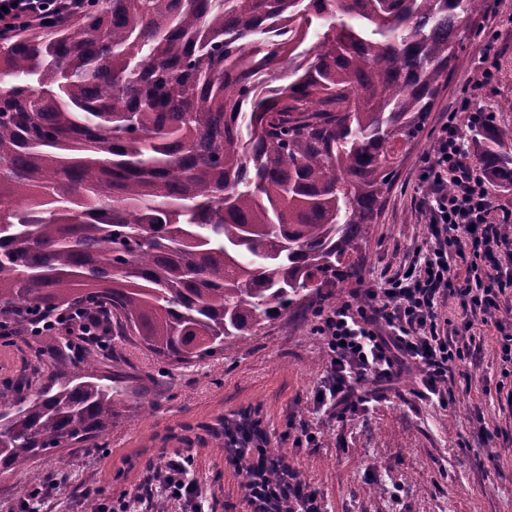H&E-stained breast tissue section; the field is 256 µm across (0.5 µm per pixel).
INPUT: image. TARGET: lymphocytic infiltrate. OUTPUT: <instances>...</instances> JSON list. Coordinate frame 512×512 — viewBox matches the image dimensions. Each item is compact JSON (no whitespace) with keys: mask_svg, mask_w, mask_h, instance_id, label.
Returning <instances> with one entry per match:
<instances>
[{"mask_svg":"<svg viewBox=\"0 0 512 512\" xmlns=\"http://www.w3.org/2000/svg\"><path fill=\"white\" fill-rule=\"evenodd\" d=\"M84 0H0V32L46 20L63 22ZM499 61L484 49L471 80V93L451 109L436 129L434 147L419 180L421 207L428 223L425 245L417 249L410 272L388 278L380 288L352 289L347 300L319 309L315 330L323 336L326 374L315 395L341 421L364 415L371 404L396 390L403 373L418 372L416 396L449 405L448 380L471 356L470 342L480 327L501 329L500 390L512 407V207L495 204L484 172L462 128L480 109ZM455 302L456 318H443L438 304ZM170 499L198 500L195 483L181 475L180 456L148 462Z\"/></svg>","mask_w":512,"mask_h":512,"instance_id":"lymphocytic-infiltrate-1","label":"lymphocytic infiltrate"}]
</instances>
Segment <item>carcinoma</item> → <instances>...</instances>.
I'll use <instances>...</instances> for the list:
<instances>
[{"mask_svg": "<svg viewBox=\"0 0 512 512\" xmlns=\"http://www.w3.org/2000/svg\"><path fill=\"white\" fill-rule=\"evenodd\" d=\"M486 5L88 0L0 36V342L25 336L71 366L7 385L0 473L105 448L128 402L157 407L117 346L193 366L358 278L398 146ZM469 130L512 190V129ZM74 312L95 344L50 323ZM243 423L261 429L249 414L199 429ZM257 468L274 482L280 460L241 468L244 485ZM49 481L30 479L25 501Z\"/></svg>", "mask_w": 512, "mask_h": 512, "instance_id": "cac0c4a2", "label": "carcinoma"}]
</instances>
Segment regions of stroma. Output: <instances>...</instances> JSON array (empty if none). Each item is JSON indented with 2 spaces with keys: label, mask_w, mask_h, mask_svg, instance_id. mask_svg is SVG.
Returning a JSON list of instances; mask_svg holds the SVG:
<instances>
[{
  "label": "stroma",
  "mask_w": 512,
  "mask_h": 512,
  "mask_svg": "<svg viewBox=\"0 0 512 512\" xmlns=\"http://www.w3.org/2000/svg\"><path fill=\"white\" fill-rule=\"evenodd\" d=\"M463 35L448 86L423 132L399 152L392 189L360 253L361 277L347 281L340 296L360 284L379 287L422 246L427 230L419 209L421 161L433 149L436 126L467 97L474 64L488 43L499 70L483 110L498 126L512 127V0H489L482 13L464 20ZM314 312L311 306L288 311L246 344L193 367L169 368L155 381L149 378L157 370L155 359L128 350L156 409L146 412L129 403L108 447L58 450L45 512H81L87 491L102 501L126 496L141 484L148 461L185 452L194 457L189 476L205 512H251L238 473L224 459L223 440L190 446L183 441L188 429L215 426L246 410L260 417L268 447L280 451L319 492L326 512H512V408L496 390V329L477 331L475 360L468 370L455 371L451 381L454 405L419 399L417 373L410 370L387 401L342 422L313 400L326 364ZM43 370L24 341L0 344V385L22 374L40 377ZM301 424L318 434V447L294 446L288 431ZM483 428L497 434L486 447L478 441Z\"/></svg>",
  "instance_id": "35a3bbf8"
}]
</instances>
